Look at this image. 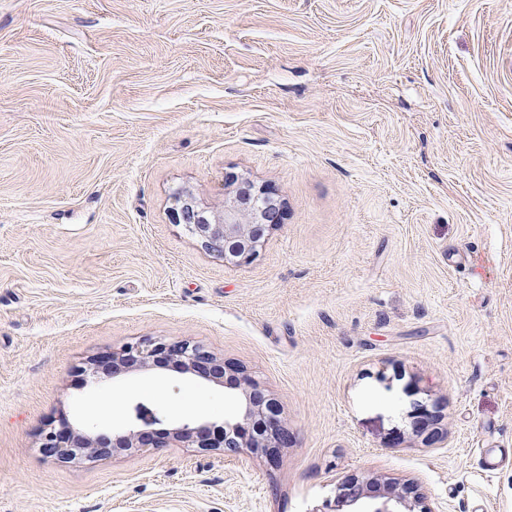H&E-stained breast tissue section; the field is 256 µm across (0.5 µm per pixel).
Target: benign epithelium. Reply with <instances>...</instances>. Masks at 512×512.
<instances>
[{
	"mask_svg": "<svg viewBox=\"0 0 512 512\" xmlns=\"http://www.w3.org/2000/svg\"><path fill=\"white\" fill-rule=\"evenodd\" d=\"M227 197L224 210L200 207L179 196L181 206L173 211L174 223L182 224L224 264L238 267L251 263L270 233L282 223L287 211L275 198V188L225 172ZM145 370H172L187 379L213 383L236 394L240 412L223 423L197 416L172 429H156L157 418L139 417L142 425L122 432H94L60 415L43 437L42 454L50 459L73 462L106 460L144 448H197L219 450L228 457L246 452L259 454L271 467L280 464L281 449L293 435L282 424L276 398L250 379L234 362L212 354L185 340L146 337L136 343L99 353L85 366L77 367L82 383L106 381ZM440 410L423 411L416 422V435L435 448L447 442L440 427ZM321 512H433L424 493L414 482L398 483L357 474L347 476L334 499Z\"/></svg>",
	"mask_w": 512,
	"mask_h": 512,
	"instance_id": "7a95c632",
	"label": "benign epithelium"
}]
</instances>
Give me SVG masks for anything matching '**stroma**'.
Listing matches in <instances>:
<instances>
[{
    "label": "stroma",
    "mask_w": 512,
    "mask_h": 512,
    "mask_svg": "<svg viewBox=\"0 0 512 512\" xmlns=\"http://www.w3.org/2000/svg\"><path fill=\"white\" fill-rule=\"evenodd\" d=\"M287 207L225 266L176 195ZM481 256L469 268V252ZM145 337L240 363L293 442L45 458L58 414L234 418L172 371L81 384ZM441 408L444 448L413 433ZM512 0H0V512H321L351 474L512 512Z\"/></svg>",
    "instance_id": "35a3bbf8"
}]
</instances>
